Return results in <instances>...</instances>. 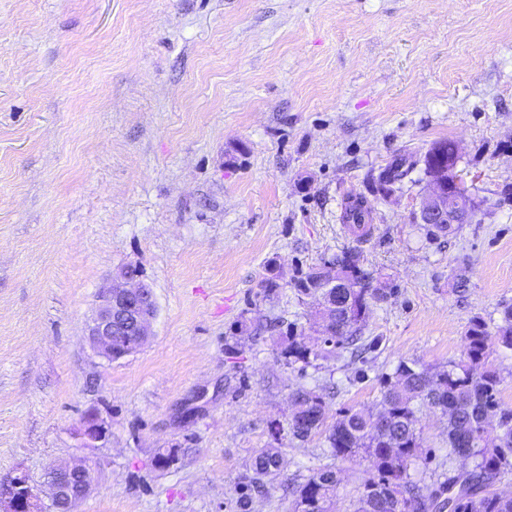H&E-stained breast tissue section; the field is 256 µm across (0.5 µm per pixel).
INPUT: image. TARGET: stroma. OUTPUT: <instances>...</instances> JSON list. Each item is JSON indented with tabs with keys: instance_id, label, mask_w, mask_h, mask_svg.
I'll use <instances>...</instances> for the list:
<instances>
[{
	"instance_id": "obj_1",
	"label": "stroma",
	"mask_w": 512,
	"mask_h": 512,
	"mask_svg": "<svg viewBox=\"0 0 512 512\" xmlns=\"http://www.w3.org/2000/svg\"><path fill=\"white\" fill-rule=\"evenodd\" d=\"M476 205L431 238L422 166L388 197L372 175L437 141ZM512 0H0V479L40 484L85 459L81 512H287L286 486L334 467L352 512L368 462L294 438L289 397L327 421L377 412L399 362L460 357L478 317L512 305ZM366 198L365 241L342 222ZM356 247L393 294L365 350L286 364L308 330L295 283ZM140 270L158 306L149 341L107 361L85 336L101 288ZM107 440L81 447L87 411ZM423 485L463 469L447 418L417 412ZM179 463L154 465L158 449ZM265 448L283 467L241 504Z\"/></svg>"
}]
</instances>
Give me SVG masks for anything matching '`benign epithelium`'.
Masks as SVG:
<instances>
[{
  "mask_svg": "<svg viewBox=\"0 0 512 512\" xmlns=\"http://www.w3.org/2000/svg\"><path fill=\"white\" fill-rule=\"evenodd\" d=\"M429 192L422 198L419 220L422 224H455L457 214L448 210V199L458 208L469 205L467 196L458 192L459 181L448 177V165L433 162L427 174ZM156 316L155 296L138 274L125 270L99 293L95 316L87 325L86 336L92 350L109 361L135 352L126 337L134 336L144 344L152 336ZM109 434L106 421L94 410L83 418L78 437L85 448H95ZM10 488L0 495V512H43L42 491H47L54 512H77V506L93 490L95 473L85 461L53 465L43 477V488L34 486L29 476L18 471L3 481Z\"/></svg>",
  "mask_w": 512,
  "mask_h": 512,
  "instance_id": "7a95c632",
  "label": "benign epithelium"
}]
</instances>
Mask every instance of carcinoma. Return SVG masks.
<instances>
[{"label": "carcinoma", "instance_id": "1", "mask_svg": "<svg viewBox=\"0 0 512 512\" xmlns=\"http://www.w3.org/2000/svg\"><path fill=\"white\" fill-rule=\"evenodd\" d=\"M417 161L402 157L373 178L376 191L387 197L407 176ZM342 219L358 238L371 223L367 201L351 197L345 203ZM457 224H428L433 237L457 233ZM330 264L339 268L350 282L348 288H323L326 266L311 269L298 283V292L317 301L316 323H325L331 339L309 344L305 337L287 332L280 342V356L287 364L305 365L333 356L360 340L358 326L365 322L370 307L386 301L390 288H369L371 273L360 266V254L343 251ZM512 350V305L504 307L496 332L488 330L480 318H472L465 331V349L459 361L434 372L416 362H400L383 385L380 409L376 414L349 410L329 427L326 402L314 391L299 389L292 395L295 417L288 426L293 437L306 439L320 429L331 454L348 459L362 456L372 474L363 481L353 512H512V495L497 487L502 476L512 472V408L497 401L501 375L490 362L494 346ZM426 403L448 416V458L463 451L473 461L472 469L450 476L437 486H421L410 470L423 459V443L417 428L416 402ZM499 411L498 443L489 444V412ZM282 466L276 448L261 452L238 484L241 497L251 492L269 491V479ZM339 478L335 470H313L303 482L289 488V512H333Z\"/></svg>", "mask_w": 512, "mask_h": 512}]
</instances>
